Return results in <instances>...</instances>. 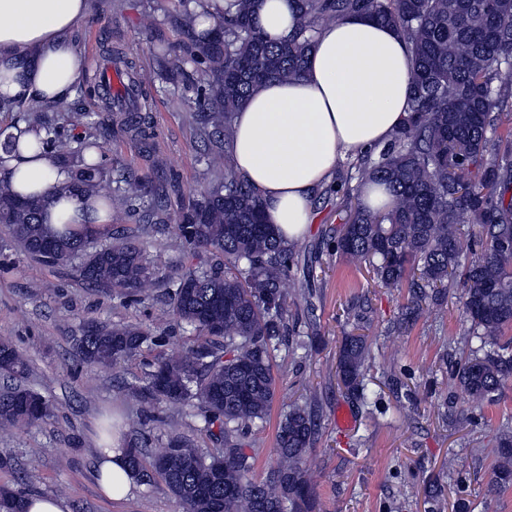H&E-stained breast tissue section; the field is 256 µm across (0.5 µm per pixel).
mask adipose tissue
<instances>
[{
	"mask_svg": "<svg viewBox=\"0 0 512 512\" xmlns=\"http://www.w3.org/2000/svg\"><path fill=\"white\" fill-rule=\"evenodd\" d=\"M88 0H0V97L59 102L80 84L84 59L72 38L88 17ZM293 0H261L263 35L294 33ZM412 56L390 26L350 16L322 26L300 76L271 79L232 120L233 171L262 203L267 223L288 242L313 220V195L331 182L345 157L389 143L406 117ZM0 181L22 195L50 200L53 224H108L112 214L65 190L69 174L52 154L29 148L0 158ZM98 483L112 500L135 487L121 438L100 449Z\"/></svg>",
	"mask_w": 512,
	"mask_h": 512,
	"instance_id": "1",
	"label": "adipose tissue"
}]
</instances>
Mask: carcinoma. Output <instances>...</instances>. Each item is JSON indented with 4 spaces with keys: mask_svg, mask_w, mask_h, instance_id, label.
Segmentation results:
<instances>
[{
    "mask_svg": "<svg viewBox=\"0 0 512 512\" xmlns=\"http://www.w3.org/2000/svg\"><path fill=\"white\" fill-rule=\"evenodd\" d=\"M179 2L196 6L184 14L194 43L185 54L169 56L167 72L174 76L191 67L204 76L193 96L195 131L207 147L208 165L224 166V178L204 194L168 213L159 191L103 163L94 134L63 136L49 116L68 113L63 103H28L13 128L33 133L39 147L66 163L67 192L110 207L121 200L144 209L200 265L164 280L138 236L112 228L108 242L91 248L96 231L86 225L55 228L46 223L49 199L22 196L2 182L0 224L31 258L73 263L84 283L117 298L132 301L151 285L167 289L173 318L199 333L186 349L148 364L136 393L151 404L200 406V432L221 451L205 454L173 438L152 459L150 473L143 448L132 442L127 462L136 479L149 484L157 474L183 512H312L315 490L302 460L317 424L307 406L293 407L279 424L277 467L263 480L250 477L253 456L245 439L266 420L276 396L271 352L305 343L288 315L286 284L297 243L283 241L264 222L259 199L233 172V112L266 80L300 75L324 24L361 14L402 32L413 60L408 116L387 146L356 164L359 185H384L392 199L370 209L359 193L348 196L334 237L336 253L372 268L384 288H413L402 327L420 315L426 290L439 293L462 278L468 333L478 347L455 382L472 402L491 401L512 381V340H503L512 328V131L497 133L502 116L512 113V0H296V32L283 43L267 40L255 25L259 0H224L215 28L203 33L194 31V20L209 0ZM109 59L140 86L138 111L116 118L120 130L144 142L151 93L121 53L111 52ZM104 182L113 184V196L100 192ZM473 228L483 250L468 257L462 239ZM151 342L150 329L140 323L96 325L76 350L91 365L117 366ZM368 356L360 334L346 335L336 356L337 384L362 399ZM26 370L22 352L1 340L0 376L17 380ZM52 414L49 400L20 384L0 392V428L30 426ZM494 458L487 491L499 493L512 486V436L504 435ZM0 512H24L22 492L1 485Z\"/></svg>",
    "mask_w": 512,
    "mask_h": 512,
    "instance_id": "1",
    "label": "carcinoma"
}]
</instances>
